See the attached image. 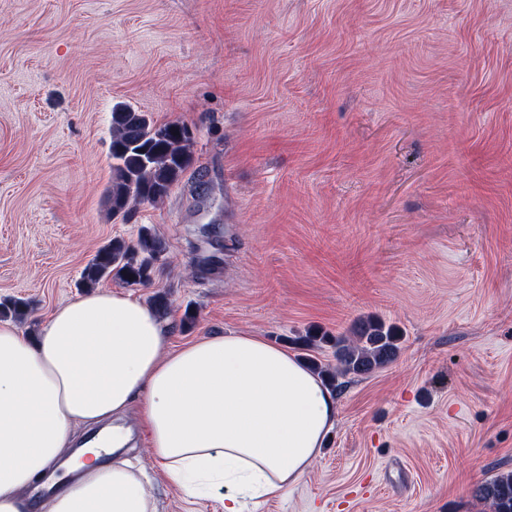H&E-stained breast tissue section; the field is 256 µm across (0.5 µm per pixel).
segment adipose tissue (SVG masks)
<instances>
[{
	"label": "adipose tissue",
	"mask_w": 512,
	"mask_h": 512,
	"mask_svg": "<svg viewBox=\"0 0 512 512\" xmlns=\"http://www.w3.org/2000/svg\"><path fill=\"white\" fill-rule=\"evenodd\" d=\"M133 405L148 470L114 425ZM335 422V393L284 347L231 334L171 348L122 292L70 301L34 338L0 322V512H157L153 472L243 512L296 484Z\"/></svg>",
	"instance_id": "obj_1"
}]
</instances>
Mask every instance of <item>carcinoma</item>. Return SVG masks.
<instances>
[{"label":"carcinoma","mask_w":512,"mask_h":512,"mask_svg":"<svg viewBox=\"0 0 512 512\" xmlns=\"http://www.w3.org/2000/svg\"><path fill=\"white\" fill-rule=\"evenodd\" d=\"M112 218H126L142 202L164 200L190 164L189 129L177 122L157 123L145 112L123 106L112 111ZM166 252L165 242L149 228L136 241L114 239L100 248L82 273L80 286L102 280L128 287L153 279V263ZM399 351L395 327L368 318L356 323L352 337L336 339V360L342 375H365L393 362ZM476 496L491 512H512V471L480 483Z\"/></svg>","instance_id":"carcinoma-1"}]
</instances>
